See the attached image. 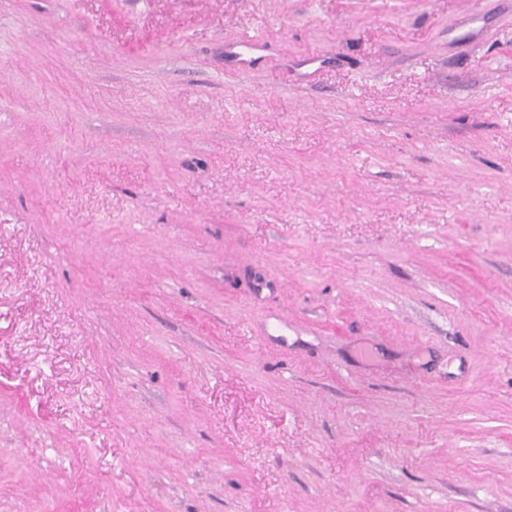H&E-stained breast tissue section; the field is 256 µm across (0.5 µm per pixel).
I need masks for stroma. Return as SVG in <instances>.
I'll return each instance as SVG.
<instances>
[{"label":"stroma","instance_id":"1","mask_svg":"<svg viewBox=\"0 0 512 512\" xmlns=\"http://www.w3.org/2000/svg\"><path fill=\"white\" fill-rule=\"evenodd\" d=\"M0 512H512V0H0Z\"/></svg>","mask_w":512,"mask_h":512}]
</instances>
